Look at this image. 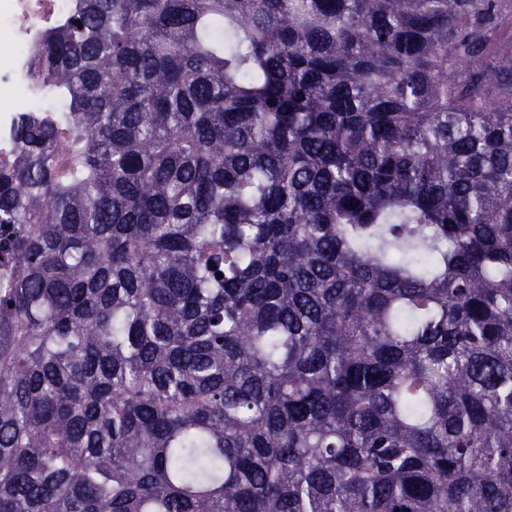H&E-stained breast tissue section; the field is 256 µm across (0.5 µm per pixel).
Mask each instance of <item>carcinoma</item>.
Wrapping results in <instances>:
<instances>
[{
    "label": "carcinoma",
    "mask_w": 512,
    "mask_h": 512,
    "mask_svg": "<svg viewBox=\"0 0 512 512\" xmlns=\"http://www.w3.org/2000/svg\"><path fill=\"white\" fill-rule=\"evenodd\" d=\"M503 25L72 0L0 164V512H512Z\"/></svg>",
    "instance_id": "obj_1"
}]
</instances>
